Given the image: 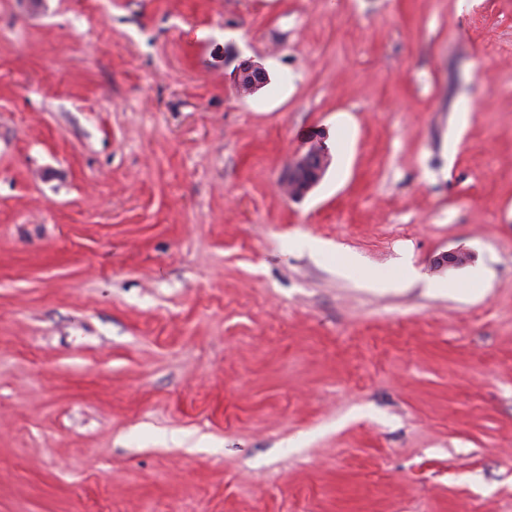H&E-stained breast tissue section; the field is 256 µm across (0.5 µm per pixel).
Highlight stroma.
I'll list each match as a JSON object with an SVG mask.
<instances>
[{
  "label": "stroma",
  "mask_w": 512,
  "mask_h": 512,
  "mask_svg": "<svg viewBox=\"0 0 512 512\" xmlns=\"http://www.w3.org/2000/svg\"><path fill=\"white\" fill-rule=\"evenodd\" d=\"M0 512H512V0H0ZM314 142L308 150L296 157L290 164L285 186L294 200L306 197L322 180L330 162V154L323 141Z\"/></svg>",
  "instance_id": "35a3bbf8"
}]
</instances>
